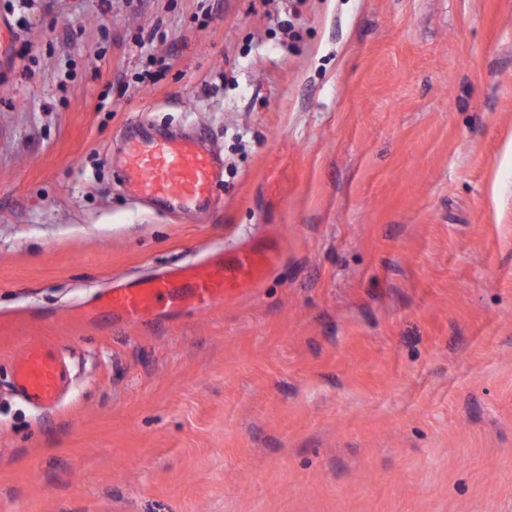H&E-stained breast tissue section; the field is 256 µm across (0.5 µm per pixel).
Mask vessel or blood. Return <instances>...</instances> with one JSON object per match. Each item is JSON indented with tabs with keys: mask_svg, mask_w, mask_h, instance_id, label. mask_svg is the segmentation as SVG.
Wrapping results in <instances>:
<instances>
[{
	"mask_svg": "<svg viewBox=\"0 0 512 512\" xmlns=\"http://www.w3.org/2000/svg\"><path fill=\"white\" fill-rule=\"evenodd\" d=\"M125 174L135 194L175 208L203 215L214 201L215 156L197 135L136 141L126 152ZM277 259L273 249L245 242L213 253L205 263L176 265L161 276L111 289L98 298L96 307L130 323L149 321L163 309L200 314L251 294ZM65 381L57 345L28 340L13 363L19 395L36 408L52 409L62 400Z\"/></svg>",
	"mask_w": 512,
	"mask_h": 512,
	"instance_id": "b4317fda",
	"label": "vessel or blood"
}]
</instances>
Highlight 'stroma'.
I'll return each mask as SVG.
<instances>
[{"instance_id": "1", "label": "stroma", "mask_w": 512, "mask_h": 512, "mask_svg": "<svg viewBox=\"0 0 512 512\" xmlns=\"http://www.w3.org/2000/svg\"><path fill=\"white\" fill-rule=\"evenodd\" d=\"M132 121L221 154L207 215ZM248 238L249 296L82 313ZM1 314L0 512H512V0H0ZM129 130L125 174L137 195L204 216L214 201L216 161L199 135L137 140ZM66 369L55 343L32 338L13 363V384L19 395L38 409H53L63 397Z\"/></svg>"}]
</instances>
